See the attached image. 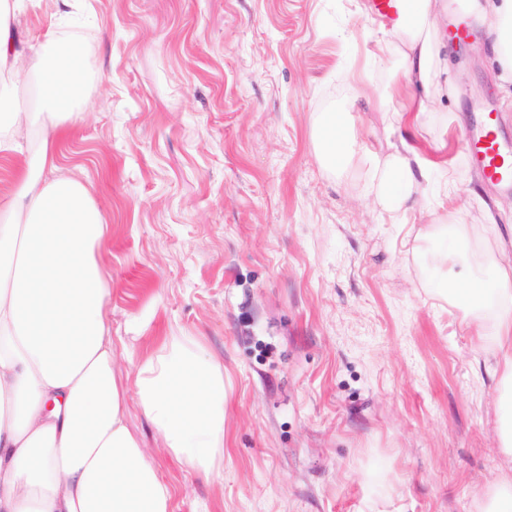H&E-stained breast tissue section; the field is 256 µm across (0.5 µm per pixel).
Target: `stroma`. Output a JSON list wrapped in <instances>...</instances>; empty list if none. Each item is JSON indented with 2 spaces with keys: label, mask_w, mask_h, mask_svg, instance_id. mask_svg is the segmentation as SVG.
Segmentation results:
<instances>
[{
  "label": "stroma",
  "mask_w": 512,
  "mask_h": 512,
  "mask_svg": "<svg viewBox=\"0 0 512 512\" xmlns=\"http://www.w3.org/2000/svg\"><path fill=\"white\" fill-rule=\"evenodd\" d=\"M23 55L9 85L36 108L33 70L50 36L86 47L82 117L60 140L58 174L82 183L111 232L97 258L112 282L115 371L182 332L201 337L230 382L224 472L188 471L136 404L128 423L172 488V512H479L502 473L488 352L461 308L439 299L432 253H407L430 209L480 224L511 219L512 189L475 182L460 137L512 108L490 57L453 47L460 73L441 117L416 139L457 167L448 194L390 223L366 166L328 175L316 113L341 110L364 152L396 141L415 95L372 0H23ZM50 128H20L0 153V198ZM444 148L435 149L436 140Z\"/></svg>",
  "instance_id": "obj_1"
}]
</instances>
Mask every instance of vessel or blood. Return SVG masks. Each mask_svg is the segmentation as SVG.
Returning <instances> with one entry per match:
<instances>
[{"label":"vessel or blood","mask_w":512,"mask_h":512,"mask_svg":"<svg viewBox=\"0 0 512 512\" xmlns=\"http://www.w3.org/2000/svg\"><path fill=\"white\" fill-rule=\"evenodd\" d=\"M463 149L484 177L504 188H512V143L500 137L491 115H483L464 133Z\"/></svg>","instance_id":"vessel-or-blood-1"}]
</instances>
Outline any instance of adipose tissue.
<instances>
[{"mask_svg":"<svg viewBox=\"0 0 512 512\" xmlns=\"http://www.w3.org/2000/svg\"><path fill=\"white\" fill-rule=\"evenodd\" d=\"M451 11L479 24L500 88L512 96V0H397L383 50L396 53L402 80L422 90L415 125L452 87ZM83 57L80 43L45 40L41 110L0 94V151L12 150L19 126L40 116L59 129L77 122L81 95L64 104L56 95L72 86ZM314 140L315 159L328 172L367 165L366 190L395 224L415 209L431 176L448 187L459 181L455 169H435L404 138L388 151L359 154L344 112L319 113ZM54 160L53 141L43 140L0 200V512H171L170 486L129 428L127 402L135 400L165 451L188 470L221 475L224 366L199 337L183 332L137 361L133 387L118 382L107 315L111 284L96 259L110 226L81 183L44 179ZM451 236L466 260L495 273L488 283L464 269L446 285L466 323L492 337L487 370L500 392L512 393V250L496 243L490 226L463 223L454 212L433 217L409 242L421 252Z\"/></svg>","mask_w":512,"mask_h":512,"instance_id":"obj_1","label":"adipose tissue"}]
</instances>
